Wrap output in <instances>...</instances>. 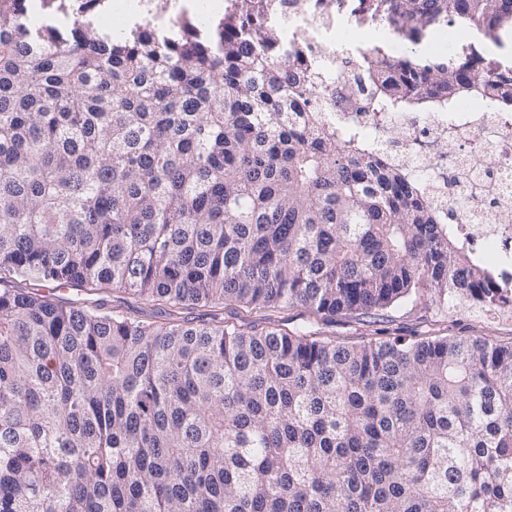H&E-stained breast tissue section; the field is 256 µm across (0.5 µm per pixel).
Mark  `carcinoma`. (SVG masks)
I'll return each mask as SVG.
<instances>
[{
	"instance_id": "carcinoma-1",
	"label": "carcinoma",
	"mask_w": 512,
	"mask_h": 512,
	"mask_svg": "<svg viewBox=\"0 0 512 512\" xmlns=\"http://www.w3.org/2000/svg\"><path fill=\"white\" fill-rule=\"evenodd\" d=\"M104 0H0V512H512V345L249 327L183 305L376 319L512 300L403 169L311 103L278 36H103ZM419 45L512 0H358ZM369 112L447 111L512 69L371 48ZM357 102L352 84L332 112ZM118 287L170 305L133 319ZM88 293L80 288H66L56 292L55 295L76 306L88 305L94 298H104L109 306L118 307L131 318H140L142 314L146 313L152 315V321L165 322V313L168 307L164 302L137 301V298L118 288L108 290L107 293L99 296L88 295Z\"/></svg>"
}]
</instances>
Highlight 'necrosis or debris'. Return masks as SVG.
I'll return each instance as SVG.
<instances>
[{
  "label": "necrosis or debris",
  "instance_id": "obj_1",
  "mask_svg": "<svg viewBox=\"0 0 512 512\" xmlns=\"http://www.w3.org/2000/svg\"><path fill=\"white\" fill-rule=\"evenodd\" d=\"M259 22L278 29L281 48H304L308 67L326 76L325 97L362 75L368 48L354 32L399 44L383 17L360 13L356 0H262L260 10L240 11L239 35ZM440 50L452 61L475 58L498 69L512 63L494 34L478 35L469 26ZM332 118L357 126L392 166L419 179L470 251L484 264L500 265L498 287L512 286L511 112L497 111L474 92L446 112H336Z\"/></svg>",
  "mask_w": 512,
  "mask_h": 512
}]
</instances>
